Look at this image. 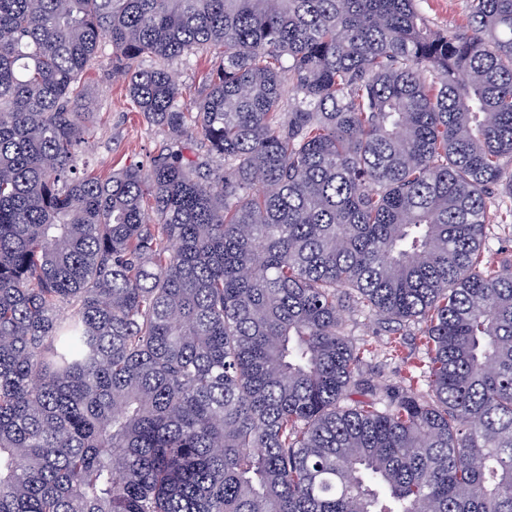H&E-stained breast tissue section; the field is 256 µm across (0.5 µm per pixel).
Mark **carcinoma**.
Segmentation results:
<instances>
[{
  "label": "carcinoma",
  "instance_id": "1",
  "mask_svg": "<svg viewBox=\"0 0 512 512\" xmlns=\"http://www.w3.org/2000/svg\"><path fill=\"white\" fill-rule=\"evenodd\" d=\"M466 12L0 0V512H512V0ZM102 56L168 138L107 179ZM346 310L418 325L403 385ZM466 0H418L417 7L431 28L456 31L465 24ZM222 62L223 57L221 55L202 51L186 63L178 62L173 65L177 78L182 83L183 96L180 104L185 111H195L194 100L198 88L202 85L203 78ZM485 256L496 266L512 268V224L488 226Z\"/></svg>",
  "mask_w": 512,
  "mask_h": 512
}]
</instances>
